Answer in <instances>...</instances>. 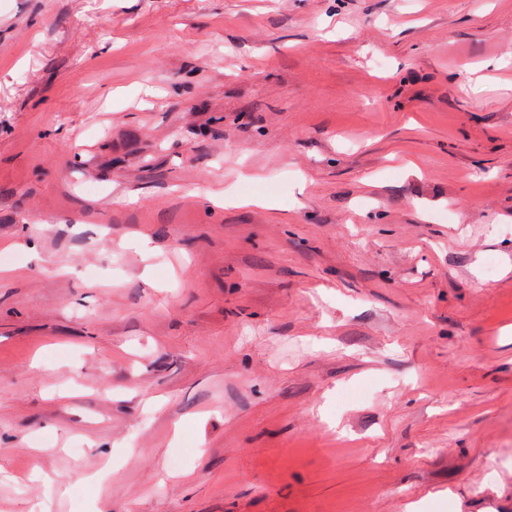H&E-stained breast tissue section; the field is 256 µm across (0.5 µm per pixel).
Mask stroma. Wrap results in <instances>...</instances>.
<instances>
[{
  "mask_svg": "<svg viewBox=\"0 0 512 512\" xmlns=\"http://www.w3.org/2000/svg\"><path fill=\"white\" fill-rule=\"evenodd\" d=\"M512 0H0V512H512Z\"/></svg>",
  "mask_w": 512,
  "mask_h": 512,
  "instance_id": "obj_1",
  "label": "stroma"
}]
</instances>
